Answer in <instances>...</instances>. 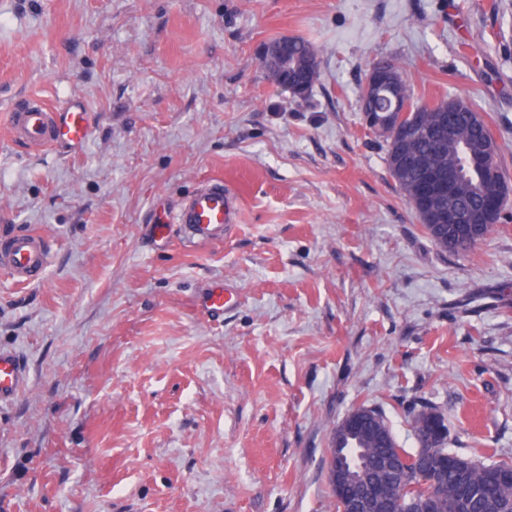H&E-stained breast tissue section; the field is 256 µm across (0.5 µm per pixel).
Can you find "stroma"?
<instances>
[{
	"instance_id": "stroma-1",
	"label": "stroma",
	"mask_w": 512,
	"mask_h": 512,
	"mask_svg": "<svg viewBox=\"0 0 512 512\" xmlns=\"http://www.w3.org/2000/svg\"><path fill=\"white\" fill-rule=\"evenodd\" d=\"M284 36L319 51L306 95L262 66ZM380 59L472 103L512 184V0H0V121L75 95L94 127L67 158L0 133V234L53 243L38 283L0 277L27 371L0 512H336L333 431L363 405L404 447L429 402L460 454L512 459V202L468 255L432 244L360 111ZM212 177L238 224L154 244Z\"/></svg>"
}]
</instances>
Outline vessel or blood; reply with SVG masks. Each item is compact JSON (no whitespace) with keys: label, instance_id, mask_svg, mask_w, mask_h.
Instances as JSON below:
<instances>
[{"label":"vessel or blood","instance_id":"obj_1","mask_svg":"<svg viewBox=\"0 0 512 512\" xmlns=\"http://www.w3.org/2000/svg\"><path fill=\"white\" fill-rule=\"evenodd\" d=\"M88 107L68 98L55 104L31 97L8 114V140L29 150L82 149L90 135ZM238 218V203L223 179L213 178L197 188L171 220L181 225L195 244L221 238ZM52 253L45 234L27 229L0 239V272L15 283L29 285L44 275ZM26 382V368L13 351L0 349V403L14 399Z\"/></svg>","mask_w":512,"mask_h":512}]
</instances>
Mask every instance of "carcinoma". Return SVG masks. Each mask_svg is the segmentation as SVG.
I'll return each instance as SVG.
<instances>
[{"mask_svg": "<svg viewBox=\"0 0 512 512\" xmlns=\"http://www.w3.org/2000/svg\"><path fill=\"white\" fill-rule=\"evenodd\" d=\"M288 90L304 95L319 73H304L301 62L317 54L314 46L301 37L291 38ZM401 103L414 114V123L424 133L405 140L397 147L384 140L389 173L409 200L431 242L443 252L466 255L495 229L493 224L482 226L474 238L448 239V232L437 211L448 206V196L432 204L420 194L422 172L445 173L448 167L462 165L466 174L453 202L477 210L485 204L483 191L475 171L485 155L486 142L492 133L486 120L471 104L460 98L428 102L419 97L398 69ZM458 124L455 138H448V120ZM377 416L385 438L358 433L351 443L360 451L353 468L363 471L377 484L372 512H512V460L482 461L463 456L449 447L448 428L440 408L425 402L411 417L412 435L416 448H403L383 412L370 409Z\"/></svg>", "mask_w": 512, "mask_h": 512, "instance_id": "carcinoma-1", "label": "carcinoma"}]
</instances>
